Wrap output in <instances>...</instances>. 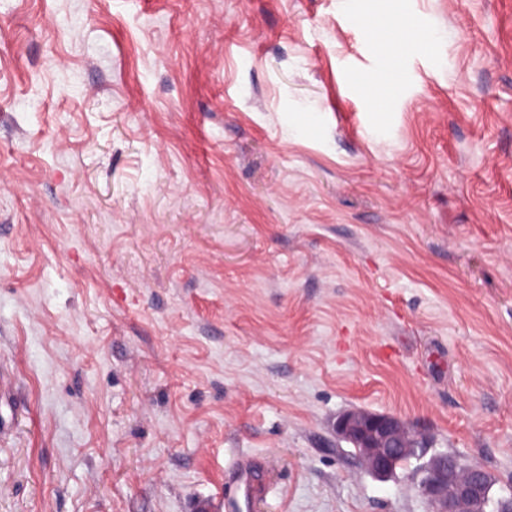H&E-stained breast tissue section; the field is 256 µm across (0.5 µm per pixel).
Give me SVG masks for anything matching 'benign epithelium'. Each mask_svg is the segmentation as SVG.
Listing matches in <instances>:
<instances>
[{
  "label": "benign epithelium",
  "instance_id": "1",
  "mask_svg": "<svg viewBox=\"0 0 512 512\" xmlns=\"http://www.w3.org/2000/svg\"><path fill=\"white\" fill-rule=\"evenodd\" d=\"M335 432L340 440L363 449L364 467L378 478L395 476L397 448H413L417 459L428 458L417 471L416 486L431 512H469L473 501L490 496L487 486L476 478L479 471L460 475L433 467L437 453L430 452V439L396 416L351 408L336 417Z\"/></svg>",
  "mask_w": 512,
  "mask_h": 512
}]
</instances>
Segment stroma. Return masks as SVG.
<instances>
[{"instance_id": "1", "label": "stroma", "mask_w": 512, "mask_h": 512, "mask_svg": "<svg viewBox=\"0 0 512 512\" xmlns=\"http://www.w3.org/2000/svg\"><path fill=\"white\" fill-rule=\"evenodd\" d=\"M0 376V512H429L354 407L512 494V0H0ZM370 37L380 44L421 45L434 36L420 29L406 28L402 22L389 21L383 24H368L366 26ZM336 436L353 445V455L361 461L363 448L367 471L378 478L395 476V448H415L416 459H423L432 445L430 439L409 429L393 415L351 408L339 414L335 422ZM259 485V474L248 461L239 462L228 474L224 500L205 499L199 502L201 512H244Z\"/></svg>"}]
</instances>
